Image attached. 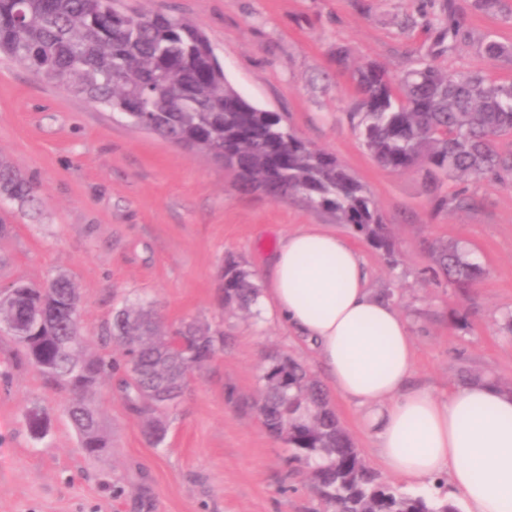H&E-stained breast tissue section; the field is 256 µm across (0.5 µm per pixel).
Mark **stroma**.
Wrapping results in <instances>:
<instances>
[{
	"label": "stroma",
	"instance_id": "35a3bbf8",
	"mask_svg": "<svg viewBox=\"0 0 512 512\" xmlns=\"http://www.w3.org/2000/svg\"><path fill=\"white\" fill-rule=\"evenodd\" d=\"M445 0H123V8L174 15L206 34L227 80L252 104L283 114L310 145L333 153L371 192L395 241L396 265L347 225L297 202L244 194L233 173L201 154L133 129L120 116L0 58V157L33 178L35 206L5 201L0 285L39 284L64 273L74 282L80 330L92 350L120 357L109 341L115 309L143 300L167 328L197 320L224 333V352L188 380L151 445L116 380L90 393L112 446L85 457L63 406L0 332V512H323L306 463L263 427L255 401L271 357L287 356L317 380L316 350L269 317L225 307L222 270L236 258L257 285L266 257L289 233L319 224L362 254L369 286L409 325L416 352L411 384L447 395L463 376L512 382V184L468 182L477 204L433 211L422 172L379 167L351 114L353 68L373 62L402 75L415 60L448 71L481 69L512 80V59L477 50L491 37L512 45V0L496 13L455 0L468 37L441 44L426 28ZM349 53L337 69V48ZM440 240L465 246L483 270L467 293L431 270ZM330 403L381 480L413 495L454 493L447 478L423 486L384 471L358 413L337 394ZM37 411L49 428L29 432Z\"/></svg>",
	"mask_w": 512,
	"mask_h": 512
}]
</instances>
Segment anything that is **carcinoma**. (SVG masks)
<instances>
[{
    "mask_svg": "<svg viewBox=\"0 0 512 512\" xmlns=\"http://www.w3.org/2000/svg\"><path fill=\"white\" fill-rule=\"evenodd\" d=\"M455 42L467 35L454 0L444 17L426 23ZM480 51L489 60L512 57V46L487 38ZM0 54L32 69L48 83L120 115L128 125L147 120L154 133L233 170L243 191L261 190L281 200L297 198L308 208L349 225L387 259L393 239L376 201L330 152L311 147L278 112L249 103L226 79L204 32L181 18L128 13L116 0H0ZM360 98L355 127L374 161L405 172L420 169L434 208L462 209L473 198L471 179H512V152L499 141L512 136V82L482 70L448 72L419 60L395 79L375 63L352 75ZM0 197L24 204L35 186L0 159ZM436 274L462 290L474 287L480 266L457 243L431 253ZM224 304L248 310L259 290L241 262L224 269ZM6 319L27 318L28 333L15 337L22 357L45 381L68 393L66 415L80 447L95 458L111 447L85 394L121 373L127 408L148 423H160L177 408L189 371L200 366L180 348L198 322L163 332L151 310L118 308L112 340L118 361L86 354L80 336L78 295L58 274L40 285L19 280L8 288ZM256 408L268 432L285 439L293 458L311 466V480L324 512H462L443 497L403 493L368 466L341 426L325 389L296 362L276 359L263 370Z\"/></svg>",
    "mask_w": 512,
    "mask_h": 512,
    "instance_id": "obj_1",
    "label": "carcinoma"
}]
</instances>
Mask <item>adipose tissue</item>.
Here are the masks:
<instances>
[{
  "label": "adipose tissue",
  "instance_id": "ef3b65f1",
  "mask_svg": "<svg viewBox=\"0 0 512 512\" xmlns=\"http://www.w3.org/2000/svg\"><path fill=\"white\" fill-rule=\"evenodd\" d=\"M265 276L269 313L317 347L329 386L359 411L389 473L444 475L469 512H512V395L485 380L444 399L409 386L408 324L374 294L359 251L336 232L290 233Z\"/></svg>",
  "mask_w": 512,
  "mask_h": 512
}]
</instances>
